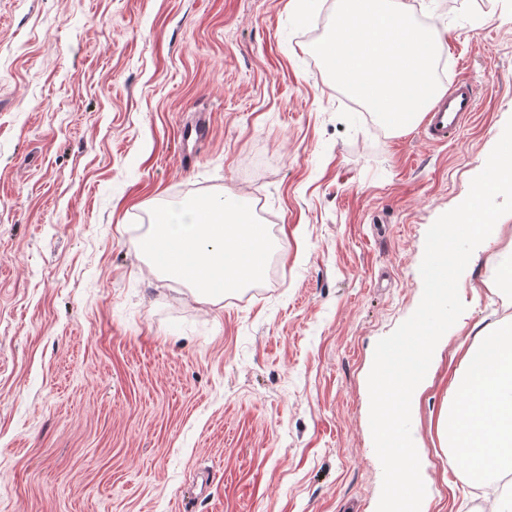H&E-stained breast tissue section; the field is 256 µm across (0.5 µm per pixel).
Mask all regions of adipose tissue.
Returning a JSON list of instances; mask_svg holds the SVG:
<instances>
[{"label":"adipose tissue","instance_id":"obj_1","mask_svg":"<svg viewBox=\"0 0 512 512\" xmlns=\"http://www.w3.org/2000/svg\"><path fill=\"white\" fill-rule=\"evenodd\" d=\"M438 427L450 442L449 469L512 471V322L478 332Z\"/></svg>","mask_w":512,"mask_h":512}]
</instances>
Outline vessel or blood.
<instances>
[{
  "label": "vessel or blood",
  "mask_w": 512,
  "mask_h": 512,
  "mask_svg": "<svg viewBox=\"0 0 512 512\" xmlns=\"http://www.w3.org/2000/svg\"><path fill=\"white\" fill-rule=\"evenodd\" d=\"M476 93L469 81L453 84L448 95L437 101L424 115L425 138L434 144L447 143L455 136L468 116L475 112Z\"/></svg>",
  "instance_id": "b4317fda"
}]
</instances>
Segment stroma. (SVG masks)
Masks as SVG:
<instances>
[{
    "label": "stroma",
    "instance_id": "1",
    "mask_svg": "<svg viewBox=\"0 0 512 512\" xmlns=\"http://www.w3.org/2000/svg\"><path fill=\"white\" fill-rule=\"evenodd\" d=\"M407 2L442 90L478 92L443 145L331 80L312 47L338 0H0V512H376L375 346L512 118V0ZM205 192L246 198L274 250L199 300L140 242ZM511 259L508 213L411 402L421 512L482 498L438 421L476 330L512 320L488 289Z\"/></svg>",
    "mask_w": 512,
    "mask_h": 512
}]
</instances>
